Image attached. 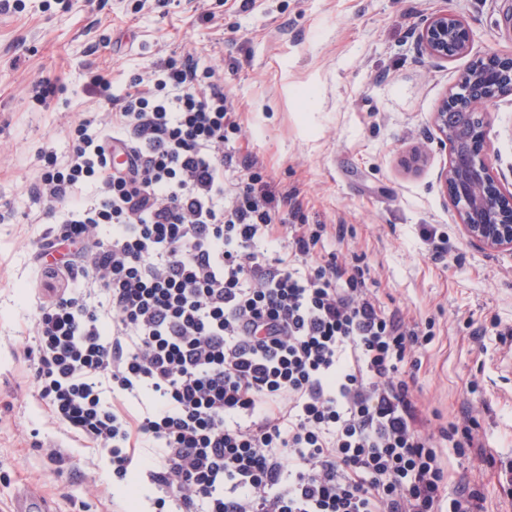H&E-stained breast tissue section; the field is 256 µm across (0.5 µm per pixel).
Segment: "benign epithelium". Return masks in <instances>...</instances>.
Wrapping results in <instances>:
<instances>
[{"mask_svg":"<svg viewBox=\"0 0 512 512\" xmlns=\"http://www.w3.org/2000/svg\"><path fill=\"white\" fill-rule=\"evenodd\" d=\"M473 35L461 15L430 14L417 34L420 49L439 61L470 53ZM512 94V53H488L461 74L433 124L448 163L438 174L442 192L454 208L462 235L485 251L512 254V191L505 187L491 158L484 108Z\"/></svg>","mask_w":512,"mask_h":512,"instance_id":"benign-epithelium-1","label":"benign epithelium"}]
</instances>
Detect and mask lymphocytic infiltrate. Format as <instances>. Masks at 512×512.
I'll use <instances>...</instances> for the list:
<instances>
[{"instance_id":"obj_1","label":"lymphocytic infiltrate","mask_w":512,"mask_h":512,"mask_svg":"<svg viewBox=\"0 0 512 512\" xmlns=\"http://www.w3.org/2000/svg\"><path fill=\"white\" fill-rule=\"evenodd\" d=\"M109 99L111 133L84 116L30 189L64 214L37 258L71 282L25 349L50 418L113 479L142 469L156 512H481L447 491L446 448L483 443L473 417L427 418L418 324L359 256L320 258L327 225L285 223L256 162L226 185L223 78L169 57Z\"/></svg>"}]
</instances>
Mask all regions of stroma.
<instances>
[{
    "label": "stroma",
    "mask_w": 512,
    "mask_h": 512,
    "mask_svg": "<svg viewBox=\"0 0 512 512\" xmlns=\"http://www.w3.org/2000/svg\"><path fill=\"white\" fill-rule=\"evenodd\" d=\"M512 0H24L0 12V512L29 487L54 512H152L138 476L109 485L107 456L69 440L43 411L24 348L48 284L35 255L59 224L32 223L40 157L66 159L68 128L176 54L213 67L241 114L239 156L300 205L289 223L341 224L326 251L360 256L386 308L431 329L416 394L440 424L478 418L489 460L448 449L449 490L480 491L482 512H512V255L470 245L437 180L448 153L432 117L473 58L512 52ZM462 15L469 55L440 62L416 33L431 12ZM52 86L46 103L32 97ZM488 139L512 187V95L490 106ZM427 162L406 168L417 145ZM60 457L47 454V446Z\"/></svg>",
    "instance_id": "stroma-1"
}]
</instances>
